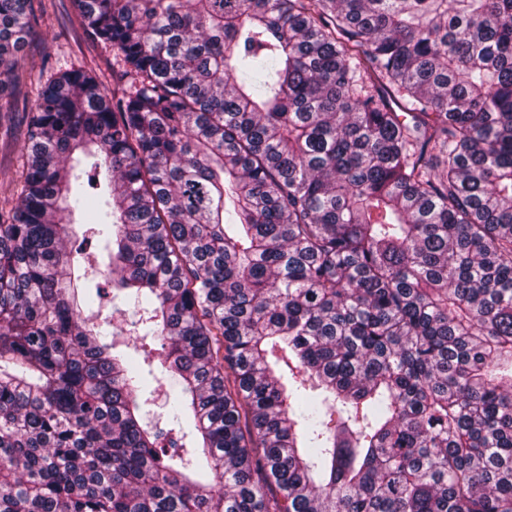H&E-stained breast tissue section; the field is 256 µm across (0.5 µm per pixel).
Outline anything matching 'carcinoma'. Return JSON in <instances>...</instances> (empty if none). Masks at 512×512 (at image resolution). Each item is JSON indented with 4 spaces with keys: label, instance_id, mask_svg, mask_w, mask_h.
Wrapping results in <instances>:
<instances>
[{
    "label": "carcinoma",
    "instance_id": "1",
    "mask_svg": "<svg viewBox=\"0 0 512 512\" xmlns=\"http://www.w3.org/2000/svg\"><path fill=\"white\" fill-rule=\"evenodd\" d=\"M74 2L119 82L40 87L0 209V512H512V0Z\"/></svg>",
    "mask_w": 512,
    "mask_h": 512
}]
</instances>
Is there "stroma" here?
Here are the masks:
<instances>
[{"label": "stroma", "instance_id": "stroma-1", "mask_svg": "<svg viewBox=\"0 0 512 512\" xmlns=\"http://www.w3.org/2000/svg\"><path fill=\"white\" fill-rule=\"evenodd\" d=\"M39 22L31 32L18 63L37 64L41 76L21 80L9 92L13 124L0 130V206L15 202L26 170V130L42 81L73 67L98 75L112 89V51L91 30L80 25L72 0H34Z\"/></svg>", "mask_w": 512, "mask_h": 512}]
</instances>
